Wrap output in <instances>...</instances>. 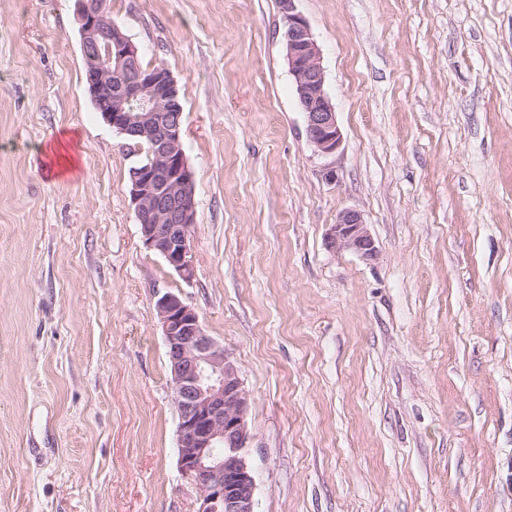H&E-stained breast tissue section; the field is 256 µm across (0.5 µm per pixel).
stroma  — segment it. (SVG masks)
I'll use <instances>...</instances> for the list:
<instances>
[{
  "label": "stroma",
  "mask_w": 512,
  "mask_h": 512,
  "mask_svg": "<svg viewBox=\"0 0 512 512\" xmlns=\"http://www.w3.org/2000/svg\"><path fill=\"white\" fill-rule=\"evenodd\" d=\"M296 6L331 155L278 0H107L181 97L186 281L142 244L75 0H0V512H196L167 292L249 393L256 512H512V0ZM61 136L76 166L57 175ZM345 209L376 259L326 248ZM297 0H279L285 20L284 41L297 101L305 118L308 141L320 154L340 147L342 133L325 88V70L320 49L309 24L297 11Z\"/></svg>",
  "instance_id": "stroma-1"
}]
</instances>
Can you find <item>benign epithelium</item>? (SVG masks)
I'll list each match as a JSON object with an SVG mask.
<instances>
[{"label": "benign epithelium", "mask_w": 512, "mask_h": 512, "mask_svg": "<svg viewBox=\"0 0 512 512\" xmlns=\"http://www.w3.org/2000/svg\"><path fill=\"white\" fill-rule=\"evenodd\" d=\"M296 0H279L284 41L308 141L320 154L340 147L342 133L325 88L320 49ZM85 84L104 123L130 142L146 141L133 170L130 201L143 245L184 280L193 277V171L182 149L179 90L162 66L143 69L140 50L105 8L75 0ZM332 251L365 260L377 246L361 213L344 210L325 233ZM178 411L179 470L198 491L197 512H255V479L246 458L248 394L224 346L209 336L198 311L175 293L156 301Z\"/></svg>", "instance_id": "obj_1"}]
</instances>
